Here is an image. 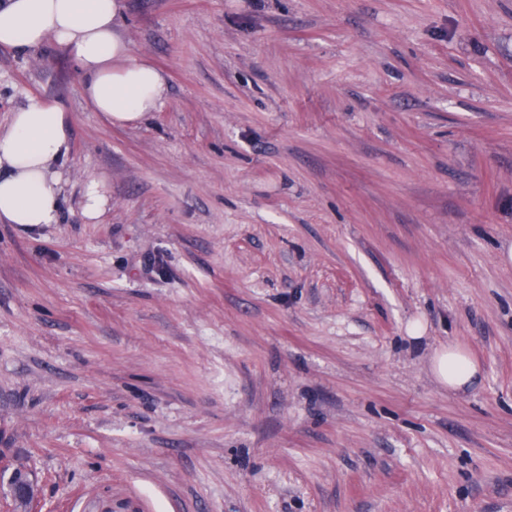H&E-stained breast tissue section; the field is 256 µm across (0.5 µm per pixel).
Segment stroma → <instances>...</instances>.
Returning a JSON list of instances; mask_svg holds the SVG:
<instances>
[{"mask_svg": "<svg viewBox=\"0 0 512 512\" xmlns=\"http://www.w3.org/2000/svg\"><path fill=\"white\" fill-rule=\"evenodd\" d=\"M120 34L168 83L136 127L0 49V125L72 124L57 223L0 221L39 512H512V0H123ZM107 202L104 181L98 179L90 182L81 199V213L85 221L96 222L104 212ZM431 370L439 383L451 391L464 389L479 372L478 365L462 349L452 345L433 353Z\"/></svg>", "mask_w": 512, "mask_h": 512, "instance_id": "obj_1", "label": "stroma"}]
</instances>
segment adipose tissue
Here are the masks:
<instances>
[{
  "instance_id": "1",
  "label": "adipose tissue",
  "mask_w": 512,
  "mask_h": 512,
  "mask_svg": "<svg viewBox=\"0 0 512 512\" xmlns=\"http://www.w3.org/2000/svg\"><path fill=\"white\" fill-rule=\"evenodd\" d=\"M122 0H0V49L54 43L75 59L82 92L106 121L142 122L163 103L167 84L151 64L134 60L118 32ZM69 115L51 99H35L0 128V219L54 224L61 202L58 167L68 151ZM431 370L449 390L464 389L479 368L459 347L431 357Z\"/></svg>"
}]
</instances>
